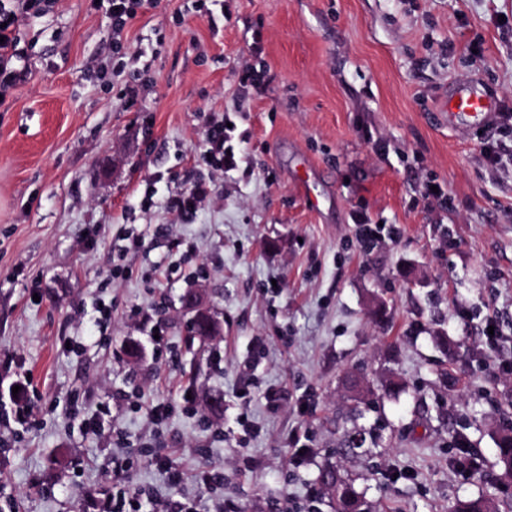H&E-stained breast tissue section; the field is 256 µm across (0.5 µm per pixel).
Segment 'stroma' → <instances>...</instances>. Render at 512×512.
<instances>
[{
	"instance_id": "obj_1",
	"label": "stroma",
	"mask_w": 512,
	"mask_h": 512,
	"mask_svg": "<svg viewBox=\"0 0 512 512\" xmlns=\"http://www.w3.org/2000/svg\"><path fill=\"white\" fill-rule=\"evenodd\" d=\"M22 33L0 104V512H101L120 480L171 508L333 512L329 464L373 512L512 498L492 478L512 428V0H224L211 18L156 0L118 32L95 0H55ZM465 83L495 110L461 130L441 104ZM214 111L224 171L197 160ZM302 157L330 213L295 189ZM200 180L210 200L169 212ZM190 292L221 323L201 352Z\"/></svg>"
}]
</instances>
